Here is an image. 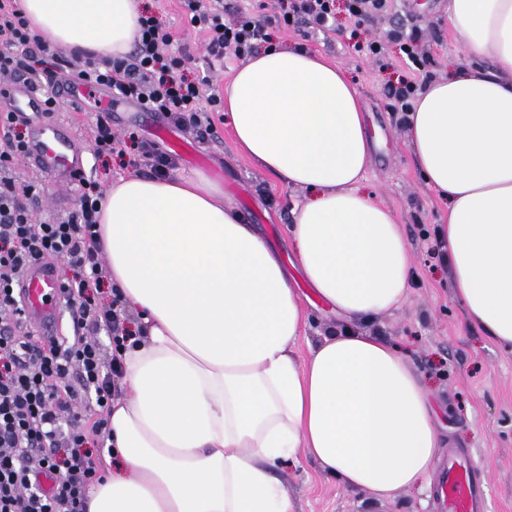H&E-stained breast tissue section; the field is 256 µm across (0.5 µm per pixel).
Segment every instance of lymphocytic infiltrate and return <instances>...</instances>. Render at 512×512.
<instances>
[{"mask_svg":"<svg viewBox=\"0 0 512 512\" xmlns=\"http://www.w3.org/2000/svg\"><path fill=\"white\" fill-rule=\"evenodd\" d=\"M189 25L202 33L208 57L251 54L270 34L263 17H225L223 0H184ZM284 28L306 21L318 30L335 27L336 0H264ZM132 55L110 61L71 58L34 33L16 0H0V76H30L45 83L68 78L111 90L115 100L165 115L176 126L207 140L216 133L198 108L211 76L200 72L187 48L173 49L174 35L157 17L140 15ZM22 118L0 113V512H86L89 490L103 475L87 447L89 436L110 438L108 418L120 375L97 338L107 331L119 346L128 319L119 301L103 304L102 256L95 228L103 202L100 186L79 178L75 209L61 221H41L30 208L38 185L15 184L6 173L26 137ZM66 264L61 297L75 334L70 343L45 340L30 327L20 306L18 283L33 262ZM84 408H77L78 399ZM53 484L42 488L39 475Z\"/></svg>","mask_w":512,"mask_h":512,"instance_id":"f902f5d3","label":"lymphocytic infiltrate"}]
</instances>
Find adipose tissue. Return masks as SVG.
<instances>
[{"mask_svg": "<svg viewBox=\"0 0 512 512\" xmlns=\"http://www.w3.org/2000/svg\"><path fill=\"white\" fill-rule=\"evenodd\" d=\"M42 39L125 57L137 0H18ZM478 64L428 85L407 145L448 210L454 297L512 351V0H448ZM487 59L492 69L480 68ZM237 150L307 195L285 263L202 173L120 179L99 232L133 331L112 456L86 512H300L280 477L309 459L375 501L421 486L440 446L424 379L392 342L354 330L406 298L392 211L363 188L373 141L343 69L300 47L255 53L224 88ZM313 295L347 329L300 356Z\"/></svg>", "mask_w": 512, "mask_h": 512, "instance_id": "adipose-tissue-1", "label": "adipose tissue"}]
</instances>
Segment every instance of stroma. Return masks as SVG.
Segmentation results:
<instances>
[{"instance_id":"obj_1","label":"stroma","mask_w":512,"mask_h":512,"mask_svg":"<svg viewBox=\"0 0 512 512\" xmlns=\"http://www.w3.org/2000/svg\"><path fill=\"white\" fill-rule=\"evenodd\" d=\"M336 4L335 30L312 29L302 34L275 28L271 35L280 44L301 46L336 62L362 96L375 139L364 188L388 205L401 224L410 247L412 282L398 310L360 323L359 328L398 344L424 377L436 408L440 448L428 486L399 493L392 505L374 503L366 493L343 489L310 460L286 468L283 477L297 496L301 512H439L438 471L453 447L467 452L471 466L481 472L488 512H512V353L500 350L478 329L463 327L448 265L427 256L420 232L443 223L447 210L422 180L406 145L401 115L388 108L385 98L387 86L405 74L397 47L387 41L393 28L430 26L425 48L434 59L429 67L433 78L447 76L449 67L470 65L471 58L449 24L448 0H391L387 13L357 30L349 22L345 0H336ZM140 5L172 26L180 44L188 46L195 57H204L203 38L188 27L180 0H140ZM371 41L385 43L391 63L388 70H379L362 52V45ZM57 101L53 117L69 124L80 139L88 178L106 189L121 177L147 175L145 166H130L116 156L94 155L91 127L100 111L98 102L89 99L79 106L62 95ZM200 106L217 127L215 137L198 145L208 161L194 166L179 158L177 172L200 171L221 183L244 220L256 225L281 255H288L290 212L305 198V191L285 188L259 170L237 151L222 108L205 100ZM160 128L166 130L167 139H155L154 132ZM112 130L124 139L133 135L155 141L162 149L167 148L168 138H193L190 131L170 126L164 115L139 111L131 103L113 112ZM9 175L18 182L40 185L41 192L31 204L39 220H63L76 205V189L58 186L23 163H15Z\"/></svg>"}]
</instances>
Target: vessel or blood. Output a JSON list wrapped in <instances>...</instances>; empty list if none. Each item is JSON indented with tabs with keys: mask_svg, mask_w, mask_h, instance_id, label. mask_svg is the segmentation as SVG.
Here are the masks:
<instances>
[{
	"mask_svg": "<svg viewBox=\"0 0 512 512\" xmlns=\"http://www.w3.org/2000/svg\"><path fill=\"white\" fill-rule=\"evenodd\" d=\"M45 109V97L37 87L14 83L0 88V111L15 113L30 124L22 161L55 184L74 185L84 168L81 146L66 126L45 116ZM19 295L25 315L39 335L52 336L62 313L56 265L32 264L19 284ZM440 481L448 488L447 512H485L483 479L468 466L463 451L449 450L448 467Z\"/></svg>",
	"mask_w": 512,
	"mask_h": 512,
	"instance_id": "obj_1",
	"label": "vessel or blood"
}]
</instances>
